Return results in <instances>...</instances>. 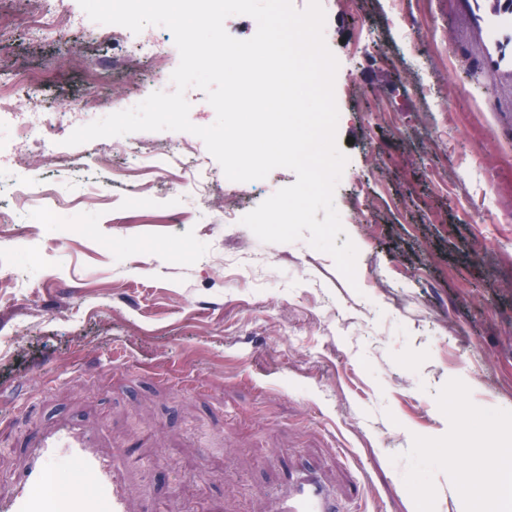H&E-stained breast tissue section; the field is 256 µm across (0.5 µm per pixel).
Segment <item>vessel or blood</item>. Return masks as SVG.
<instances>
[{"mask_svg": "<svg viewBox=\"0 0 512 512\" xmlns=\"http://www.w3.org/2000/svg\"><path fill=\"white\" fill-rule=\"evenodd\" d=\"M461 7L468 23L465 38L474 45V65L491 79L512 82V0H461ZM130 461L127 455L103 456L94 436L73 424H54L33 437L27 461L14 476L15 493L0 499V512H128L118 471ZM63 462L89 479L91 492L62 500L43 495ZM275 512L341 509L318 472L304 467L289 474L276 497Z\"/></svg>", "mask_w": 512, "mask_h": 512, "instance_id": "1", "label": "vessel or blood"}]
</instances>
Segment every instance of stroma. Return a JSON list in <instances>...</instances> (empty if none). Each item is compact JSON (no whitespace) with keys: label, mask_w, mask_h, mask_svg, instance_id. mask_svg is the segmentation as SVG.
<instances>
[{"label":"stroma","mask_w":512,"mask_h":512,"mask_svg":"<svg viewBox=\"0 0 512 512\" xmlns=\"http://www.w3.org/2000/svg\"><path fill=\"white\" fill-rule=\"evenodd\" d=\"M338 61L334 203L356 280L307 238L264 243L224 221V173L204 142L211 213L172 221L175 170L91 166L112 141L25 158L81 203L0 226V497L32 429L67 418L104 455L137 454L130 512H273L283 467L315 468L348 512H462L464 486L499 512L491 454L512 438V110L451 49L455 0H322ZM0 0V73L43 72L18 99L111 112L127 92L95 22L52 40ZM89 167L99 200L75 182ZM471 408L459 422L455 398ZM466 455L457 473L449 451ZM429 497L415 500L418 487Z\"/></svg>","instance_id":"1"}]
</instances>
